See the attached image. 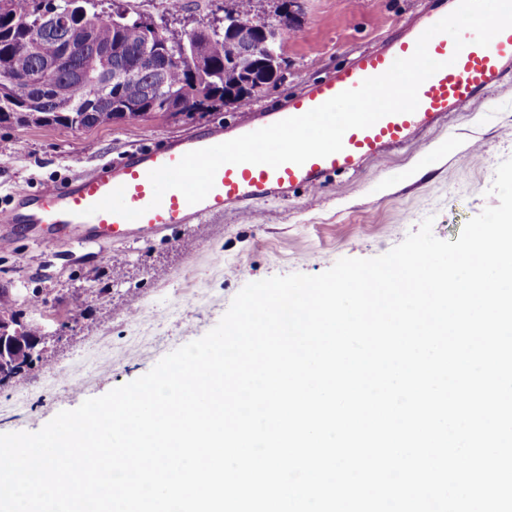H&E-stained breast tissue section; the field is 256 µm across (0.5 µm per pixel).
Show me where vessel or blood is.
<instances>
[{"mask_svg": "<svg viewBox=\"0 0 512 512\" xmlns=\"http://www.w3.org/2000/svg\"><path fill=\"white\" fill-rule=\"evenodd\" d=\"M448 13L442 0H434L420 22L400 40L361 55L334 75L311 82L303 94L288 104L262 109L244 122L211 126L162 146L136 147L66 184L19 192L14 208L0 213V246L14 243L19 237L31 239L47 251L62 241L99 248L148 242L166 232L223 215L224 211L247 209L261 199L285 200L298 188H322L332 176L359 169L364 162L439 126L450 113L472 105L511 77L512 28L497 34L485 47L473 43L472 33H465L466 45L459 51L455 50L451 36L435 35L428 43V53L441 62L442 68L421 84L417 109L384 116L367 128L347 130L342 150L327 157H315L301 165L286 162L277 167L224 164L216 172L212 190L196 204L188 203L176 189L166 191L162 199H155L149 179L151 171L177 164L188 152L303 115L343 91L358 88L363 80L385 73L396 59L411 57L420 35ZM119 187L124 190L127 206L141 210L140 218L130 221L116 213L95 211V204Z\"/></svg>", "mask_w": 512, "mask_h": 512, "instance_id": "vessel-or-blood-1", "label": "vessel or blood"}]
</instances>
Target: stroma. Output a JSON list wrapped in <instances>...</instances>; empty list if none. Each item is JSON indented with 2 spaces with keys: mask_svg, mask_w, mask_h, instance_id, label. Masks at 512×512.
Segmentation results:
<instances>
[{
  "mask_svg": "<svg viewBox=\"0 0 512 512\" xmlns=\"http://www.w3.org/2000/svg\"><path fill=\"white\" fill-rule=\"evenodd\" d=\"M130 13L176 30L223 18L230 0H117ZM430 0H296L283 41V79L256 108L299 94L308 83L404 34ZM224 108L191 120L152 118L91 130L0 127V211L22 189L91 173L107 159L215 123L246 119ZM512 158V79L448 123L356 174L332 177L288 200L265 199L176 234L127 246L43 251L29 239L0 249V289L26 321L43 329L41 367L0 386V433L40 430L149 372L165 355L215 327L247 283L276 275H317L342 258L385 254L432 218V233L457 240L464 224L497 205L489 195L498 164ZM106 298H99V290ZM47 306L31 307L32 295ZM84 316L68 320L73 300Z\"/></svg>",
  "mask_w": 512,
  "mask_h": 512,
  "instance_id": "1",
  "label": "stroma"
}]
</instances>
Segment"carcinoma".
<instances>
[{"mask_svg":"<svg viewBox=\"0 0 512 512\" xmlns=\"http://www.w3.org/2000/svg\"><path fill=\"white\" fill-rule=\"evenodd\" d=\"M101 0H0V125L90 130L116 122L191 119L224 107V89L242 78L227 21L254 19V0H232L224 19L172 41L178 63L112 82V70L146 49L152 22L104 15ZM55 6L58 26L38 25ZM31 83L21 94L18 81Z\"/></svg>","mask_w":512,"mask_h":512,"instance_id":"cac0c4a2","label":"carcinoma"}]
</instances>
